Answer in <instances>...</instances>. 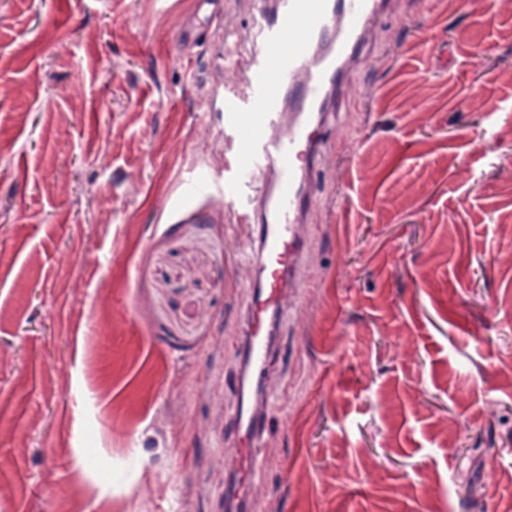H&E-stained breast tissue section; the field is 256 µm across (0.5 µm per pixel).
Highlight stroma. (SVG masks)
Wrapping results in <instances>:
<instances>
[{"label":"stroma","instance_id":"35a3bbf8","mask_svg":"<svg viewBox=\"0 0 512 512\" xmlns=\"http://www.w3.org/2000/svg\"><path fill=\"white\" fill-rule=\"evenodd\" d=\"M195 2L0 0V512H225L262 16ZM353 80L252 512H512V4L395 0Z\"/></svg>","mask_w":512,"mask_h":512}]
</instances>
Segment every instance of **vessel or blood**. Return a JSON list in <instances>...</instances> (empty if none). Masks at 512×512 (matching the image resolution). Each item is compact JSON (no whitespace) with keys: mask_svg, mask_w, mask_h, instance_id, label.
I'll return each mask as SVG.
<instances>
[{"mask_svg":"<svg viewBox=\"0 0 512 512\" xmlns=\"http://www.w3.org/2000/svg\"><path fill=\"white\" fill-rule=\"evenodd\" d=\"M390 12L391 0H266L250 100L224 101V126L239 146L224 166V204L238 223L258 225L260 277L245 317V357L255 385H262L268 365L267 338L286 318L287 298L299 283L302 228L317 205L308 186L327 158L323 131L338 121L335 104L362 63L365 32ZM261 175L265 188L241 201V183ZM234 422L224 503L228 512H250L265 418L255 411Z\"/></svg>","mask_w":512,"mask_h":512,"instance_id":"1","label":"vessel or blood"}]
</instances>
